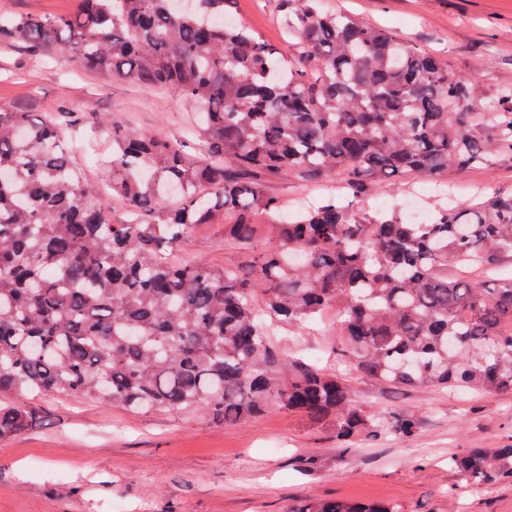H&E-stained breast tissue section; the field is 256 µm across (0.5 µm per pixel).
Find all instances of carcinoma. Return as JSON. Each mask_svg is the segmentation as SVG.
I'll return each mask as SVG.
<instances>
[{"mask_svg": "<svg viewBox=\"0 0 512 512\" xmlns=\"http://www.w3.org/2000/svg\"><path fill=\"white\" fill-rule=\"evenodd\" d=\"M232 0H80L61 16L0 14V43L51 46L114 80L131 78L198 109L204 154L157 132L112 125L99 163L110 191L85 183L61 146L65 113L0 109V393L53 391L134 411L206 408L225 425L301 413L336 444L419 420L354 403L347 381L276 352L255 308L298 327L334 313L360 373L377 382L512 391V273L487 282L448 266L512 264V190L438 198L429 223L370 212L366 197L418 173L512 156V86L483 97L451 65L323 0H282L307 49L285 59L229 11ZM338 177L290 210L269 177ZM119 201L126 217L112 218ZM204 224L248 273L169 261ZM34 420L0 404V439ZM462 481H512V446L448 460ZM289 512H399L308 498Z\"/></svg>", "mask_w": 512, "mask_h": 512, "instance_id": "obj_1", "label": "carcinoma"}]
</instances>
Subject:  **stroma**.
Instances as JSON below:
<instances>
[{"mask_svg":"<svg viewBox=\"0 0 512 512\" xmlns=\"http://www.w3.org/2000/svg\"><path fill=\"white\" fill-rule=\"evenodd\" d=\"M382 26L404 44L449 62L483 95L512 85V0H326ZM281 0H233L248 26L294 56L297 40L280 25ZM0 108L46 116L71 113L63 148L103 185L95 142L114 122L190 138V110L177 97L133 79L108 81L65 50L33 53L0 44ZM465 200L512 188V158L483 169L449 171ZM175 260L235 265L241 254L224 227L210 225L177 248ZM284 357L346 376L356 404L411 413L414 436L390 435L338 447L332 433L299 414L269 411L234 425L203 413H131L106 401L52 392L31 398L36 422L0 440V512H288L303 498L386 501L402 512H512V483H462L449 456L512 444V392L379 384L355 371L328 326L283 327Z\"/></svg>","mask_w":512,"mask_h":512,"instance_id":"obj_1","label":"stroma"}]
</instances>
